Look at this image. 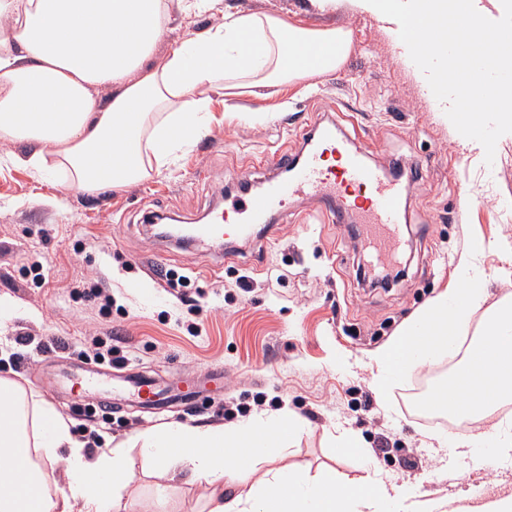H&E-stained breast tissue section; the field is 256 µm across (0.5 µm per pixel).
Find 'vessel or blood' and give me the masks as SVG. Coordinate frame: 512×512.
I'll return each instance as SVG.
<instances>
[{
  "label": "vessel or blood",
  "mask_w": 512,
  "mask_h": 512,
  "mask_svg": "<svg viewBox=\"0 0 512 512\" xmlns=\"http://www.w3.org/2000/svg\"><path fill=\"white\" fill-rule=\"evenodd\" d=\"M447 29L449 47L467 44L472 56L470 78L457 85L460 99L469 101L480 93L481 80L494 76L495 66L480 47L470 14L457 13ZM312 131L317 135L315 142L298 158L284 153L267 156V164L283 171V178L264 181L262 191L233 197L223 210L214 213L210 223L195 225V234L219 245L248 236L257 227L267 226L271 213L301 195L321 203L332 217L355 213L362 235L375 244L380 256L396 252L405 233V185L391 180L385 168L368 164L363 153L349 150L335 126L316 124ZM56 382L70 389L81 385L90 390H115L152 410L163 409L173 398L193 401L202 390L201 385L185 386L178 380L165 386L143 371L121 376L107 371H67Z\"/></svg>",
  "instance_id": "vessel-or-blood-1"
}]
</instances>
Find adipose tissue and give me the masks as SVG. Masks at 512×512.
<instances>
[{
  "label": "adipose tissue",
  "mask_w": 512,
  "mask_h": 512,
  "mask_svg": "<svg viewBox=\"0 0 512 512\" xmlns=\"http://www.w3.org/2000/svg\"><path fill=\"white\" fill-rule=\"evenodd\" d=\"M323 12L347 5L396 33L395 46L413 68L438 117L454 126L463 147L487 151L466 133L467 121L493 124L512 138V83L482 92V112L463 116L454 91L470 69L468 47L439 53L437 25L465 10L498 72L512 74V50L500 49L496 13L512 0H312ZM165 0H0V140L23 144L10 164L35 173L62 172V193L95 194L160 172L208 128L214 91L308 85L339 70L351 52L344 28L310 29L279 17L225 12L163 58ZM108 88L99 98L97 88ZM471 250L466 287L433 298L393 340L372 356L377 385L398 366L429 363L441 352H463L480 389L442 392L444 402L492 420L496 403L512 399V301L487 306ZM482 313L481 342L463 345L474 313ZM493 422V420H492ZM301 427L280 410L245 426L163 424L137 435L144 456L168 478L183 475L223 485L252 472L272 446ZM494 452L512 457V429L493 422ZM128 447L88 454L56 408L28 395L17 379L0 377V512H112L128 482ZM64 464L63 483L49 487L48 467ZM211 512H389L400 488L374 473L347 484L332 469L305 477L290 465L270 469L248 491L213 495Z\"/></svg>",
  "instance_id": "obj_1"
}]
</instances>
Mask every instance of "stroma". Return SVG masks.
Masks as SVG:
<instances>
[{"label": "stroma", "instance_id": "35a3bbf8", "mask_svg": "<svg viewBox=\"0 0 512 512\" xmlns=\"http://www.w3.org/2000/svg\"><path fill=\"white\" fill-rule=\"evenodd\" d=\"M349 30L353 50L336 72L305 90L247 89L212 95V120L191 150L159 175L121 189L60 194L59 174H33L0 164V376H14L36 399L90 434L129 442L132 479L116 512H209L211 486L169 480L132 442L156 425L248 424L280 409L302 428L288 441V465L306 473L331 466L348 479L378 471L404 494L409 512L459 506L466 497L512 494V462L488 455L486 422H444L414 413L412 390L424 370L444 373L447 355L428 367L409 365L385 388L373 382L371 356L435 296L465 275L460 261L473 244L484 248L480 287L489 303L512 296L499 249L512 243V140L494 158L463 151L457 131L440 122L393 39L371 18L344 8L322 13L309 0H213L185 24L171 0L169 39L186 40L219 23L228 7ZM336 124L369 164L415 162L422 177L407 194L408 244L402 276L386 288L358 284L360 242L345 225L325 220L304 197L274 217L271 238L240 239L232 257L163 238L151 224L171 215L184 224L209 222L223 209L243 172L263 181L259 161L275 150L300 152L307 123ZM470 200L462 208V200ZM177 271L173 281L151 274L155 260ZM111 294L104 306L99 291ZM64 343L54 358L18 344L22 335ZM101 337L112 357L97 368L146 370L165 378L203 379L224 369V386L204 391L197 405L166 415L99 410L98 395L59 394L48 379L71 363L89 366L83 339ZM361 454L344 455L340 433ZM475 452L460 456L459 441ZM414 457V469L401 462Z\"/></svg>", "mask_w": 512, "mask_h": 512}]
</instances>
